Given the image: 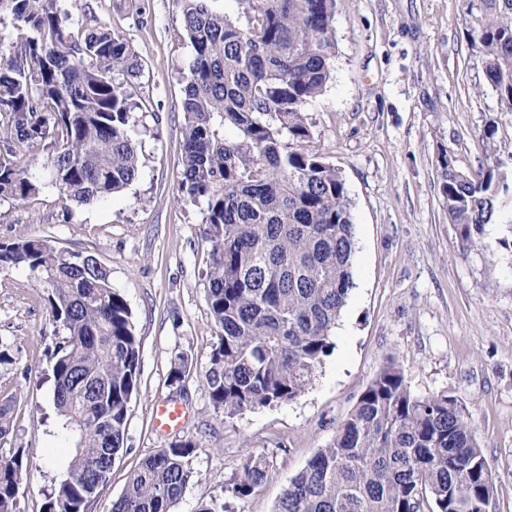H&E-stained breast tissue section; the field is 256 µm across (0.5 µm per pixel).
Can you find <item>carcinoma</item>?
<instances>
[{"label": "carcinoma", "instance_id": "1", "mask_svg": "<svg viewBox=\"0 0 512 512\" xmlns=\"http://www.w3.org/2000/svg\"><path fill=\"white\" fill-rule=\"evenodd\" d=\"M64 0H0V201L43 189L80 206L139 174L129 80L142 65L112 28L68 31ZM193 49L182 108L178 191L206 212L207 305L221 333L206 374L213 406L234 418L305 392L334 344L353 288L354 223L345 181L310 139L304 107L330 79L336 0H238L245 21L176 0ZM467 38L486 82L512 112V0H466ZM123 76V80L116 76ZM48 149L45 177L18 157ZM441 195L464 253L491 247L512 189L500 166L475 179L440 157ZM23 267L46 289L65 337L53 352V405L72 444L45 512H90L106 462L124 448L138 389L140 340L111 271L46 239L0 242V268ZM188 366L175 356L169 384ZM15 401L0 400V444ZM199 448L184 439L146 457L110 512H170ZM25 450L0 456V512H19ZM271 463L249 454L228 492L246 498ZM495 475L466 412L448 394L419 396L388 361L334 440L292 478L275 512H490Z\"/></svg>", "mask_w": 512, "mask_h": 512}]
</instances>
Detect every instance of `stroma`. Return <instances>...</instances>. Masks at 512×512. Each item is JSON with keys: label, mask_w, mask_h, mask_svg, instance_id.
Here are the masks:
<instances>
[{"label": "stroma", "mask_w": 512, "mask_h": 512, "mask_svg": "<svg viewBox=\"0 0 512 512\" xmlns=\"http://www.w3.org/2000/svg\"><path fill=\"white\" fill-rule=\"evenodd\" d=\"M74 28L108 25L142 71L131 85L137 179L122 192L65 211L55 191L0 203V240L48 238L95 255L129 304L140 338L139 385L124 448L92 512H110L129 474L185 438L200 447L193 479L171 512H274L294 475L330 443L387 359L417 395L440 392L464 407L497 479L491 512H512V255L494 248L505 226L487 227L490 249L462 254L440 192V154L477 176L499 164L512 180V112L485 84L466 37L464 0H336L331 78L305 112L309 146L343 176L354 222L353 288L332 333L334 349L296 399L228 419L214 409L205 375L219 334L206 303L209 245L202 207L178 192L183 88L192 47L176 0H66ZM495 127L491 147L481 135ZM64 332L26 269L0 270V399L14 397L8 445L26 452L21 512H43L69 454L56 426L51 352ZM189 359L181 388L167 376ZM186 413L164 432L155 407ZM272 460L249 497L227 488L244 454Z\"/></svg>", "instance_id": "1"}]
</instances>
